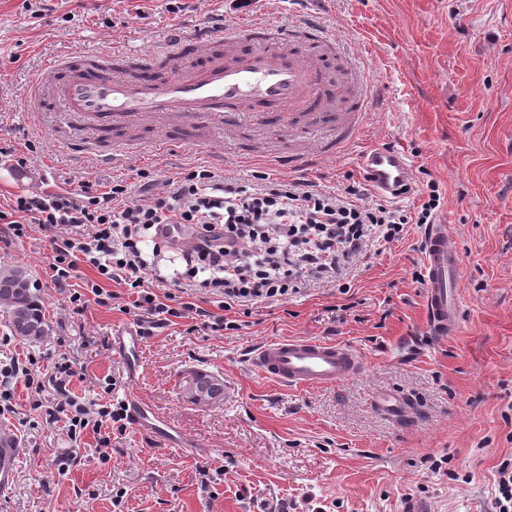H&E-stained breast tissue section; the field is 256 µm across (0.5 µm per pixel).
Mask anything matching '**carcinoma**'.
Listing matches in <instances>:
<instances>
[{
	"label": "carcinoma",
	"instance_id": "carcinoma-1",
	"mask_svg": "<svg viewBox=\"0 0 512 512\" xmlns=\"http://www.w3.org/2000/svg\"><path fill=\"white\" fill-rule=\"evenodd\" d=\"M0 307L8 312L10 328L16 336L36 341L50 331L42 305L31 291L30 277L20 266L0 267ZM194 387L195 401L200 394L212 401L224 395V383L213 375L197 374Z\"/></svg>",
	"mask_w": 512,
	"mask_h": 512
}]
</instances>
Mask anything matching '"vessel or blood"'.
Returning <instances> with one entry per match:
<instances>
[{"mask_svg":"<svg viewBox=\"0 0 512 512\" xmlns=\"http://www.w3.org/2000/svg\"><path fill=\"white\" fill-rule=\"evenodd\" d=\"M326 40L321 23L311 19L197 27L168 38L154 54L139 57L132 73L92 64L89 51L68 56L44 67L28 96L34 101L56 99L98 138L132 116H174L188 128L229 126L244 115L274 123L304 116L321 124L332 117L333 104L323 94L332 77L320 54L298 51L296 45ZM189 51L205 56V64L157 72L158 59L175 61ZM357 162L372 188L387 198L412 178L409 158L395 150L370 148ZM424 265L426 335L439 342L457 334L462 318L461 256L445 222L426 230ZM114 344L129 374H136L141 359L136 330H118ZM248 364L262 378L289 388L333 386L364 367L361 354L351 346L309 337L266 341L251 352ZM124 401L133 428L165 429L166 420L139 396L128 393ZM21 455L14 436L1 428L0 494L12 488Z\"/></svg>","mask_w":512,"mask_h":512,"instance_id":"obj_1","label":"vessel or blood"}]
</instances>
